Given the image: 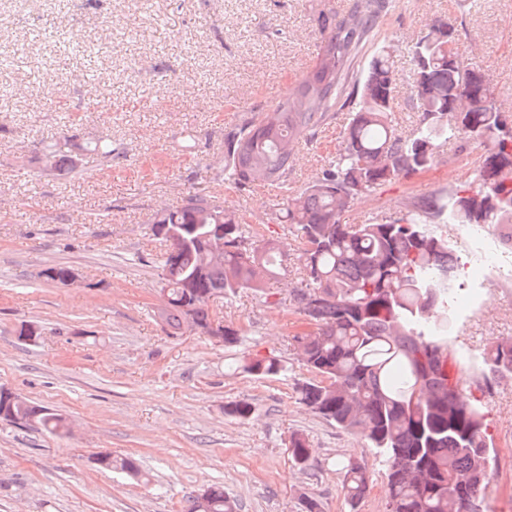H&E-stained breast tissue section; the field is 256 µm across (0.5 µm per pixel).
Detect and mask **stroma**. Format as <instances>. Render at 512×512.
<instances>
[{
    "instance_id": "1",
    "label": "stroma",
    "mask_w": 512,
    "mask_h": 512,
    "mask_svg": "<svg viewBox=\"0 0 512 512\" xmlns=\"http://www.w3.org/2000/svg\"><path fill=\"white\" fill-rule=\"evenodd\" d=\"M348 0H0V386L63 415L53 435L0 422V512H183L185 500L222 485L239 512H303L315 496L323 512H385L384 467L370 443L303 405L310 372L290 336L301 282L290 225L272 222L276 204L299 193L336 157L351 106H337L299 145L288 179L234 185L224 179V136L287 99L317 55L320 8ZM459 34L476 54L496 103L512 114V0H388L379 28L350 70L359 80L372 55L389 47L396 66L393 112L412 132L421 112L410 92L409 48L431 23ZM60 39L32 37L36 27ZM96 52L77 56L75 44ZM126 154L108 169L89 145ZM76 148L75 168L50 169L49 146ZM439 163L360 193L345 224L398 217L424 197H447L473 181L482 148L459 137L441 143ZM221 195L248 231L274 238L287 272L265 293L244 290L213 307L238 329L229 348L165 325L159 291L164 244L152 216L192 195ZM67 266V287L40 275ZM448 342L463 366L461 391L481 404L494 444L481 512H512V379L485 376L482 353L512 340V286L455 305ZM38 324L34 344L21 325ZM277 358L284 374L245 372V358ZM246 401L241 420L227 411ZM308 439L296 465L288 439ZM130 455L140 476L103 472L98 453ZM364 464L373 485L350 507L337 470Z\"/></svg>"
}]
</instances>
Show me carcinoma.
<instances>
[{
    "label": "carcinoma",
    "mask_w": 512,
    "mask_h": 512,
    "mask_svg": "<svg viewBox=\"0 0 512 512\" xmlns=\"http://www.w3.org/2000/svg\"><path fill=\"white\" fill-rule=\"evenodd\" d=\"M386 0H351L338 14L320 10L324 34L319 52L302 75L297 93L279 102L271 124L258 118L224 139V171L238 185L281 182L303 137L342 98L357 100L343 131L336 160L300 193L276 209L275 219L293 228L304 285L296 289V312L315 330L293 336L299 360L313 374L298 388L299 400L340 429L365 437L386 468L387 512H479L490 473L493 443L485 414L459 397L461 365L448 345V299L458 293L454 244L435 230V219L468 226L512 225V126L488 98L485 74L458 47L455 27L432 23L411 49V92L422 120L410 134L393 121L396 66L387 47L371 58L363 80L350 83V65L379 25ZM467 136L485 147L470 187L415 204L394 222L343 224L340 215L357 193L400 176L423 173L438 163V142ZM207 214V224L224 234V265L203 264L201 246L189 226ZM166 224L172 237L158 235ZM152 235L164 243L161 272L169 253L179 267L167 280L168 305L161 319L187 326L181 302L193 304V321L207 325L209 298L241 290L260 292L281 274L275 240L243 229L239 215L215 195L191 196L154 217ZM493 376L512 378V341L496 342L483 355ZM243 369L269 377L284 370L280 360L246 359ZM35 429L66 430L58 413L26 402L16 408ZM292 460L311 456L308 442L294 435ZM101 471L140 473L131 456L96 455ZM342 490L351 507L372 479L358 462H340ZM187 498L186 512H236L224 487Z\"/></svg>",
    "instance_id": "cac0c4a2"
}]
</instances>
